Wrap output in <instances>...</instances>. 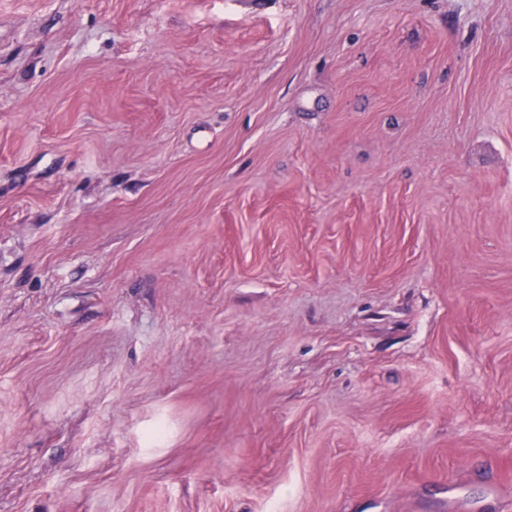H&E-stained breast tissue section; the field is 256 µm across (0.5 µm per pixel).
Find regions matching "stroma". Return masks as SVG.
<instances>
[{
	"instance_id": "stroma-1",
	"label": "stroma",
	"mask_w": 512,
	"mask_h": 512,
	"mask_svg": "<svg viewBox=\"0 0 512 512\" xmlns=\"http://www.w3.org/2000/svg\"><path fill=\"white\" fill-rule=\"evenodd\" d=\"M0 512H512V0H0Z\"/></svg>"
}]
</instances>
